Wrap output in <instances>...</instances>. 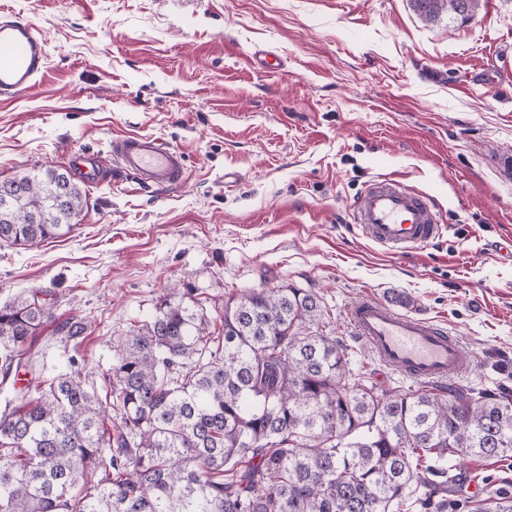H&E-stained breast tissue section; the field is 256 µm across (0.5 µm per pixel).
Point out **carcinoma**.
<instances>
[{
  "instance_id": "cac0c4a2",
  "label": "carcinoma",
  "mask_w": 512,
  "mask_h": 512,
  "mask_svg": "<svg viewBox=\"0 0 512 512\" xmlns=\"http://www.w3.org/2000/svg\"><path fill=\"white\" fill-rule=\"evenodd\" d=\"M428 18L470 16L477 0H415ZM0 243L69 230L83 193L56 168L10 179ZM184 283L117 343L104 397L70 371L30 364L53 312L37 294L0 305V369L31 379L0 412V512H448L455 454L512 458V391L378 395L354 378L306 288L224 301L214 336ZM88 324L56 326L79 346ZM120 420L112 419V412ZM472 512H512L498 489Z\"/></svg>"
}]
</instances>
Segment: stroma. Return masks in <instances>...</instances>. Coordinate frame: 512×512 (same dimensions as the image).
Masks as SVG:
<instances>
[{
  "label": "stroma",
  "instance_id": "1",
  "mask_svg": "<svg viewBox=\"0 0 512 512\" xmlns=\"http://www.w3.org/2000/svg\"><path fill=\"white\" fill-rule=\"evenodd\" d=\"M48 41L39 84L0 101V180L48 166L82 181L79 221L33 246H0V303L44 295L90 327L76 357L102 384L116 341L170 288H197L212 327L224 301L288 284L321 299L326 331L377 393L420 389L353 333L370 297L446 324L471 372L436 384L512 390V85L482 79L512 55V0L471 19L413 0H0ZM150 134L183 156L182 184L118 170L112 142ZM433 198L450 229L404 258L363 238L351 212L373 178ZM467 501L512 490V459L454 460Z\"/></svg>",
  "mask_w": 512,
  "mask_h": 512
}]
</instances>
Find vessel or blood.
I'll use <instances>...</instances> for the list:
<instances>
[{
	"label": "vessel or blood",
	"mask_w": 512,
	"mask_h": 512,
	"mask_svg": "<svg viewBox=\"0 0 512 512\" xmlns=\"http://www.w3.org/2000/svg\"><path fill=\"white\" fill-rule=\"evenodd\" d=\"M48 44L32 24L0 17V99L11 100L35 87L48 64ZM113 152L122 171L147 185L171 187L184 180L182 155L159 139L129 134L116 139ZM354 222L364 238L393 254H411L443 233L439 211L426 194L394 177L377 178L353 205ZM354 333L386 368L420 381L457 378L470 361L457 337L442 324L400 314L371 298L350 310Z\"/></svg>",
	"instance_id": "vessel-or-blood-1"
}]
</instances>
